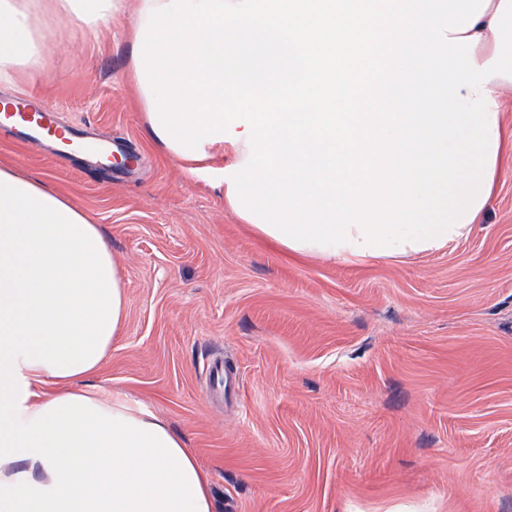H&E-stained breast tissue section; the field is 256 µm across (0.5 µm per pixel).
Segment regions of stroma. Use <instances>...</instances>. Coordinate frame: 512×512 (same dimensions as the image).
Instances as JSON below:
<instances>
[{"label":"stroma","instance_id":"35a3bbf8","mask_svg":"<svg viewBox=\"0 0 512 512\" xmlns=\"http://www.w3.org/2000/svg\"><path fill=\"white\" fill-rule=\"evenodd\" d=\"M37 91L115 138L134 167L31 148L0 124V163L100 224L126 292L95 377L184 437L214 512H512V163L448 248L366 265L288 258L224 208L223 157L190 164L145 133L121 28L58 24ZM236 378L209 398L207 365Z\"/></svg>","mask_w":512,"mask_h":512}]
</instances>
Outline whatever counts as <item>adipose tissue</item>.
Here are the masks:
<instances>
[{"instance_id": "obj_1", "label": "adipose tissue", "mask_w": 512, "mask_h": 512, "mask_svg": "<svg viewBox=\"0 0 512 512\" xmlns=\"http://www.w3.org/2000/svg\"><path fill=\"white\" fill-rule=\"evenodd\" d=\"M167 0H0V83L48 77L47 30L136 36ZM99 225L0 165V512H213L209 476L143 404L94 385L123 331Z\"/></svg>"}]
</instances>
